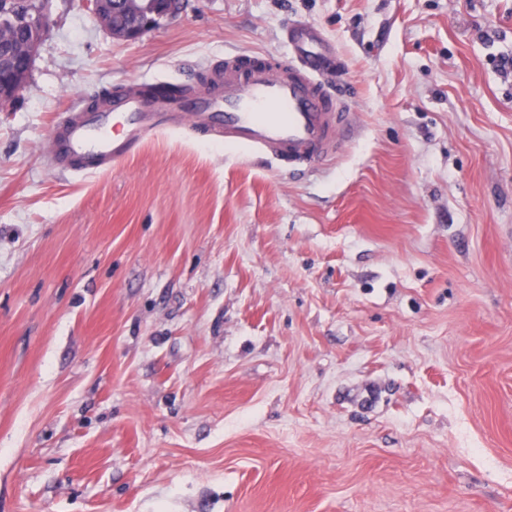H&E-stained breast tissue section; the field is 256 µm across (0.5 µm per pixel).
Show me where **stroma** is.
Wrapping results in <instances>:
<instances>
[{
  "label": "stroma",
  "mask_w": 512,
  "mask_h": 512,
  "mask_svg": "<svg viewBox=\"0 0 512 512\" xmlns=\"http://www.w3.org/2000/svg\"><path fill=\"white\" fill-rule=\"evenodd\" d=\"M0 108V512H512V0H49ZM325 30L356 137L299 172L162 133L43 154L75 99ZM106 0H90L92 13L95 18L108 30L113 39L126 42H136L150 33L157 23V20L166 12L151 10V6L146 4L141 6V22L135 28H120L112 23V14L110 7L104 3Z\"/></svg>",
  "instance_id": "35a3bbf8"
}]
</instances>
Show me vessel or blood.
<instances>
[{"instance_id": "b4317fda", "label": "vessel or blood", "mask_w": 512, "mask_h": 512, "mask_svg": "<svg viewBox=\"0 0 512 512\" xmlns=\"http://www.w3.org/2000/svg\"><path fill=\"white\" fill-rule=\"evenodd\" d=\"M284 36L287 55L225 57L203 92L187 87L159 97L144 79L96 106L78 100L54 122L44 147L49 166L73 176L107 170L156 133L181 128L272 165H316L350 138L355 117L331 93L328 77L341 61L323 32L298 22Z\"/></svg>"}]
</instances>
